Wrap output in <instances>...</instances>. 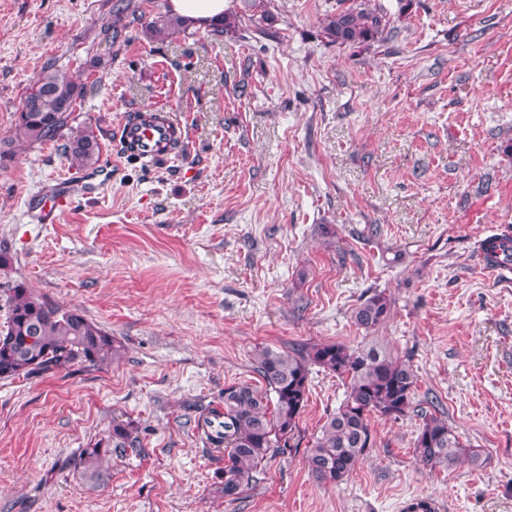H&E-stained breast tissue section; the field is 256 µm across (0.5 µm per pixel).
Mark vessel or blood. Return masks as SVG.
<instances>
[{
	"instance_id": "1",
	"label": "vessel or blood",
	"mask_w": 512,
	"mask_h": 512,
	"mask_svg": "<svg viewBox=\"0 0 512 512\" xmlns=\"http://www.w3.org/2000/svg\"><path fill=\"white\" fill-rule=\"evenodd\" d=\"M187 139V131L176 113L161 108H149L126 118L117 132L124 161L160 163L167 161L173 142ZM69 186L61 180L46 184L40 200L45 214L51 215L68 202Z\"/></svg>"
}]
</instances>
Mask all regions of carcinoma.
Segmentation results:
<instances>
[{"label":"carcinoma","mask_w":512,"mask_h":512,"mask_svg":"<svg viewBox=\"0 0 512 512\" xmlns=\"http://www.w3.org/2000/svg\"><path fill=\"white\" fill-rule=\"evenodd\" d=\"M389 18L368 0L350 5L326 18L325 33L339 45H360L383 38ZM151 33L165 39L182 28L178 18L165 17L148 24ZM82 87L68 71L54 65L43 68L22 100L19 131L31 144L52 140L67 127ZM72 165L88 168L99 159L98 136L91 129L69 142ZM6 318L0 326V379L28 378L75 365L106 367L120 359L124 347L104 328L76 309H67L39 297L21 284L8 289ZM391 302L382 293L364 300L354 312L355 324L369 332L390 316ZM253 369L262 387L248 381L224 388V402L198 419L207 443L224 449V500L234 502L257 480L262 464L289 448L298 432L299 418L308 401L309 367L316 365L336 375L346 386L345 398L327 416L311 441L304 462L318 482L338 484L355 468L371 439V416L398 420L412 410L420 417L413 448L416 460L431 470L462 460L480 459L448 426L439 402L415 403L417 375L411 365L375 344L351 348L340 343H315L290 352L257 346ZM142 452L138 427L112 421L106 440L78 449L69 466L80 477L97 484L103 464Z\"/></svg>","instance_id":"obj_1"}]
</instances>
